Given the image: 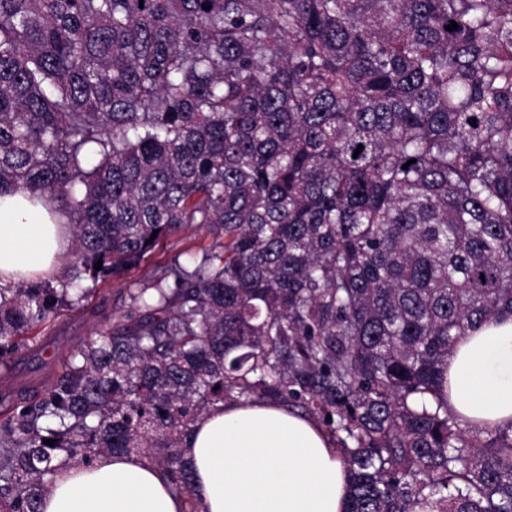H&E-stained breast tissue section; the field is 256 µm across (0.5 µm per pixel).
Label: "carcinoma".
<instances>
[{
	"mask_svg": "<svg viewBox=\"0 0 512 512\" xmlns=\"http://www.w3.org/2000/svg\"><path fill=\"white\" fill-rule=\"evenodd\" d=\"M20 189L75 248L0 286L1 367L184 228L214 243L0 413V512L105 453L198 512L183 442L242 399L336 438L344 512H512V427L448 407V355L512 314V0H0Z\"/></svg>",
	"mask_w": 512,
	"mask_h": 512,
	"instance_id": "1",
	"label": "carcinoma"
}]
</instances>
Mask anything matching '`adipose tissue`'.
Wrapping results in <instances>:
<instances>
[{"instance_id":"1","label":"adipose tissue","mask_w":512,"mask_h":512,"mask_svg":"<svg viewBox=\"0 0 512 512\" xmlns=\"http://www.w3.org/2000/svg\"><path fill=\"white\" fill-rule=\"evenodd\" d=\"M72 244L65 217L27 191L0 196V285L59 273ZM448 405L478 427L512 424V317L465 336L448 358ZM203 512H344L349 479L335 440L284 404L219 403L185 444ZM41 512H184L166 471L104 454L60 470Z\"/></svg>"}]
</instances>
